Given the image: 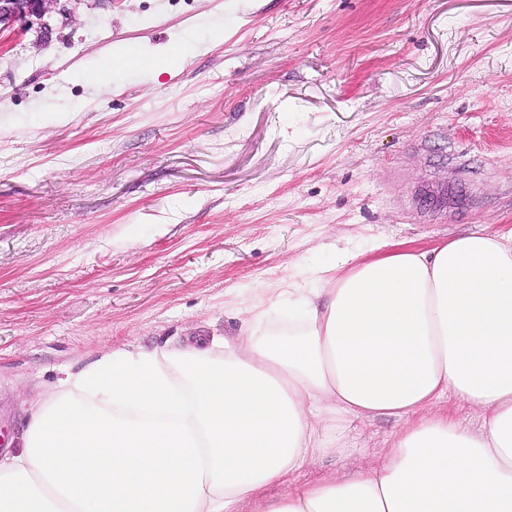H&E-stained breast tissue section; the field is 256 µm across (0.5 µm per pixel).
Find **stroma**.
I'll list each match as a JSON object with an SVG mask.
<instances>
[{"instance_id":"35a3bbf8","label":"stroma","mask_w":512,"mask_h":512,"mask_svg":"<svg viewBox=\"0 0 512 512\" xmlns=\"http://www.w3.org/2000/svg\"><path fill=\"white\" fill-rule=\"evenodd\" d=\"M47 23L0 33V449L62 366L234 337L261 289L377 242L512 235V0H58ZM124 48L170 66L86 81ZM400 429L357 422L295 483Z\"/></svg>"}]
</instances>
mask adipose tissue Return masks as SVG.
<instances>
[{"mask_svg": "<svg viewBox=\"0 0 512 512\" xmlns=\"http://www.w3.org/2000/svg\"><path fill=\"white\" fill-rule=\"evenodd\" d=\"M329 280L268 296L299 302L287 327L254 306L237 336L64 370L0 456V512H512V237L346 255ZM381 414L405 426L378 465L290 483ZM436 409L448 412V416L461 421L464 425L476 428L481 420L480 412L462 405L455 399L448 397L436 404Z\"/></svg>", "mask_w": 512, "mask_h": 512, "instance_id": "adipose-tissue-1", "label": "adipose tissue"}]
</instances>
